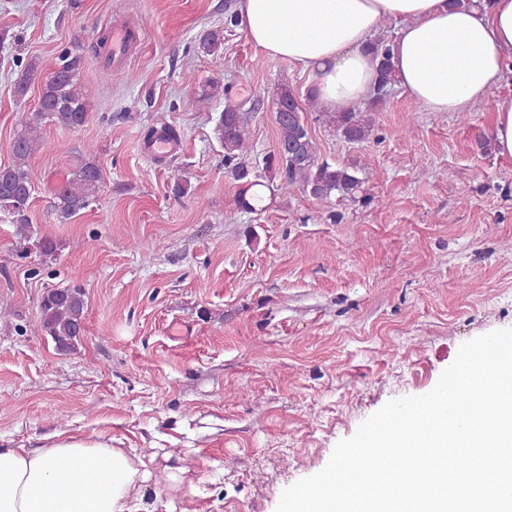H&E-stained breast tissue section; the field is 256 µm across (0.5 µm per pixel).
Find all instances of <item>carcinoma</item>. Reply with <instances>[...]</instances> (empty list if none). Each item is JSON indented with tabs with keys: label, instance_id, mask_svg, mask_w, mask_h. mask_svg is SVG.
<instances>
[{
	"label": "carcinoma",
	"instance_id": "obj_1",
	"mask_svg": "<svg viewBox=\"0 0 512 512\" xmlns=\"http://www.w3.org/2000/svg\"><path fill=\"white\" fill-rule=\"evenodd\" d=\"M224 42V32L211 30L201 34L197 49L207 55L215 53ZM373 50L380 57L379 82L384 88L393 81L389 48L378 39ZM85 59L79 53L65 52L60 63L45 77L40 91L37 118L46 119L65 129H78L90 118L91 104L77 87V77ZM39 63L32 59L16 82V93L27 92L32 80L40 76ZM384 101L376 96L366 110L331 112L328 121L345 139L364 141L373 131L371 112ZM38 126L28 123L19 130L12 144V162L0 167V211L12 216L17 233L24 236L30 228L27 213L32 199L30 159L33 154ZM279 147L285 154H270L263 159L265 171L280 174L277 190L301 188L313 199L330 203L358 199L363 181L354 167L332 164L317 157L308 123L302 119L278 122ZM217 138L224 149V166L248 188L263 186L250 179L246 157L249 152V124L243 104L227 100L216 124ZM103 184L101 166L94 159L85 160L64 184L55 189L50 206L56 219L64 223L86 209L95 200ZM85 290L76 284L64 288H47L38 305L37 329L50 337L56 350L75 349L84 333Z\"/></svg>",
	"mask_w": 512,
	"mask_h": 512
}]
</instances>
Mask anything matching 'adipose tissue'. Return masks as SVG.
<instances>
[{
	"mask_svg": "<svg viewBox=\"0 0 512 512\" xmlns=\"http://www.w3.org/2000/svg\"><path fill=\"white\" fill-rule=\"evenodd\" d=\"M239 24L271 60L314 77L330 112L371 98L378 60L368 46L392 22L395 86L429 112L491 103V137L512 156V95L488 101L512 73V0H237ZM146 472L123 450L67 437L46 448L0 446V512H140L131 497Z\"/></svg>",
	"mask_w": 512,
	"mask_h": 512,
	"instance_id": "ef3b65f1",
	"label": "adipose tissue"
}]
</instances>
